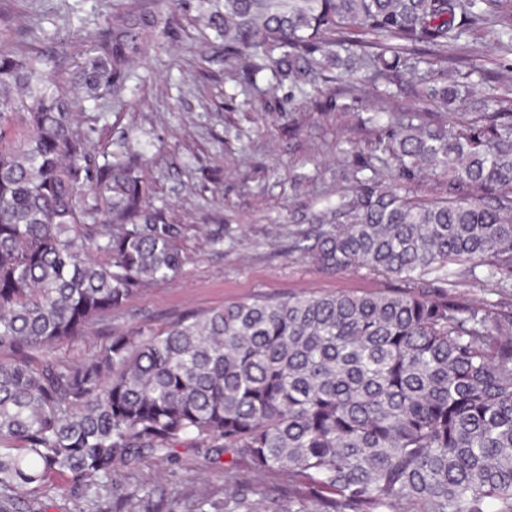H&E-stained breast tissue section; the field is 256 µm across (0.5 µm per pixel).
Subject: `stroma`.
Returning a JSON list of instances; mask_svg holds the SVG:
<instances>
[{
    "label": "stroma",
    "instance_id": "stroma-1",
    "mask_svg": "<svg viewBox=\"0 0 512 512\" xmlns=\"http://www.w3.org/2000/svg\"><path fill=\"white\" fill-rule=\"evenodd\" d=\"M202 8V0H0V51L52 56L48 70L65 84L87 49L85 35L104 30L112 15L146 13L159 20L153 38L123 74L119 94L104 105L83 102L77 114L97 151L116 153L127 146L153 157L146 172L149 200L185 229L180 246L187 262L181 273L139 289L113 311V330L156 329L233 302L398 287V280L364 267L336 273L306 262L289 253L288 233L306 227L346 193L353 169L373 163L374 143L387 126L366 127L362 118L418 112L444 121L449 111H471L473 99L491 94V84L475 83L472 100L451 109L422 98L407 73L394 99L369 86L341 94L331 83L318 102L292 99L287 86L277 85L267 72L253 83L237 82L224 40L192 24ZM500 36L496 26L476 29L451 53L512 84V54L499 49ZM219 228L224 242L211 244L210 235ZM421 283L476 303L512 300V286L494 279L460 275L443 282L430 272ZM112 476L167 499H184L200 489L220 500L230 487L259 484L281 491L289 483L282 472L211 463L201 448L153 454L116 466ZM64 483L49 477L22 500L19 512H74L59 492Z\"/></svg>",
    "mask_w": 512,
    "mask_h": 512
}]
</instances>
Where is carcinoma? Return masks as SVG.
Segmentation results:
<instances>
[{
    "label": "carcinoma",
    "mask_w": 512,
    "mask_h": 512,
    "mask_svg": "<svg viewBox=\"0 0 512 512\" xmlns=\"http://www.w3.org/2000/svg\"><path fill=\"white\" fill-rule=\"evenodd\" d=\"M194 22L231 36L236 76L268 71L289 96L317 100L332 79L393 96L403 71L421 96L452 105L464 80L434 76L482 25L512 51V0H224ZM155 19L116 15L76 64L87 99L120 89ZM436 48L426 62L419 45ZM466 122L403 112L375 151L398 180L448 173V200L409 196L376 177L291 235V251L341 273L362 265L405 288L235 302L160 331L108 333L81 362L49 356L112 316L138 288L184 263L183 229L147 201L153 157L99 163L67 96L36 55L0 53V512L58 474L75 512H175L118 464L193 443L300 486H260L186 512H512V303L475 304L413 286L465 266L512 278V86ZM106 255L99 263L92 253ZM31 350L47 356L34 364Z\"/></svg>",
    "instance_id": "cac0c4a2"
}]
</instances>
